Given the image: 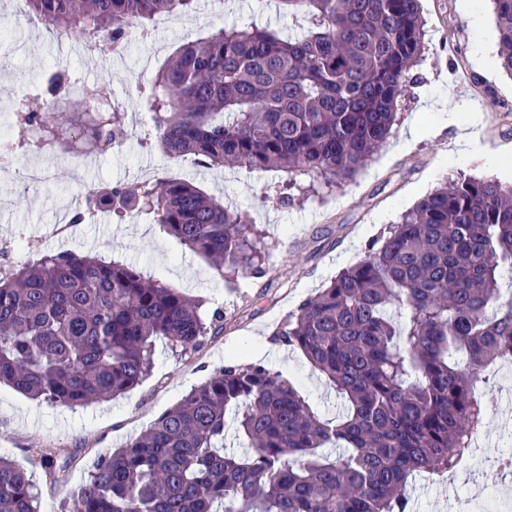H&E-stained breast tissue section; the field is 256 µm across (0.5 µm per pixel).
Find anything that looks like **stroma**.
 I'll return each instance as SVG.
<instances>
[{
    "mask_svg": "<svg viewBox=\"0 0 512 512\" xmlns=\"http://www.w3.org/2000/svg\"><path fill=\"white\" fill-rule=\"evenodd\" d=\"M12 8L13 0H0V25L7 31L0 48V89L5 92L0 114L13 110L18 93L26 95L30 107L40 108L32 86L46 68L59 66L72 82L109 86L126 127L116 150L83 162L61 153H21L12 169L0 170V265L43 253L90 254L199 298L205 315L218 311L224 316L222 330L208 333L191 355H177L165 341H156L151 375L113 400L71 407L0 386V454L31 480L39 512H64L99 455L123 447L234 357L245 364L261 362L294 383L314 411L336 417L343 410L341 399L300 351L274 342L273 331L301 301L359 261L367 241L445 179L471 175L512 185V164L499 159L501 152H512V78L499 67L489 0H479L477 22L461 0H421L424 56L411 74L393 135L341 189L299 193L287 203L265 195L266 185L286 180L284 172L221 170L198 157L169 158L154 144L153 122L137 104V89L186 37L211 25L258 19L293 35L302 28L301 19L278 13L272 0H199L195 11L158 17L150 40L129 31L123 53L113 58L91 51L81 36L57 38L40 18L13 22ZM33 163L47 170V178L34 186L19 182L15 169ZM163 179L192 182L248 211L273 247L266 275L224 282L203 256L146 214L121 219L103 214L72 224L68 236L58 235L60 222L70 220L86 186ZM488 377L497 404L478 436L476 466L444 479L418 475L409 489L414 512H470L477 495L512 490V473L497 466L512 435V426L504 424L512 401L503 397L512 387V365L496 364ZM49 454L56 465L46 464Z\"/></svg>",
    "mask_w": 512,
    "mask_h": 512,
    "instance_id": "1",
    "label": "stroma"
}]
</instances>
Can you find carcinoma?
Segmentation results:
<instances>
[{
    "instance_id": "cac0c4a2",
    "label": "carcinoma",
    "mask_w": 512,
    "mask_h": 512,
    "mask_svg": "<svg viewBox=\"0 0 512 512\" xmlns=\"http://www.w3.org/2000/svg\"><path fill=\"white\" fill-rule=\"evenodd\" d=\"M58 36L109 55L132 28L195 0H28ZM302 32L217 25L186 42L139 88L156 145L210 166L277 169L280 201L316 177L334 190L362 171L399 122L424 51L420 0H272ZM498 56L512 76V0H491ZM57 76L39 111L22 102L0 157L93 152L124 113L105 85ZM153 216L225 280L262 277L269 248L248 216L196 185L104 184L94 212ZM512 186L445 181L366 245L364 257L272 333L300 350L345 403L332 421L261 364L230 362L123 448L98 457L68 512H411L408 483L474 452L490 407L485 369L512 360ZM199 303L130 266L73 252L0 268V384L48 403L116 398L153 370L163 339L188 354L208 327ZM246 440L224 452L227 421ZM335 448L338 454L324 452ZM34 485L0 456V512H37Z\"/></svg>"
}]
</instances>
